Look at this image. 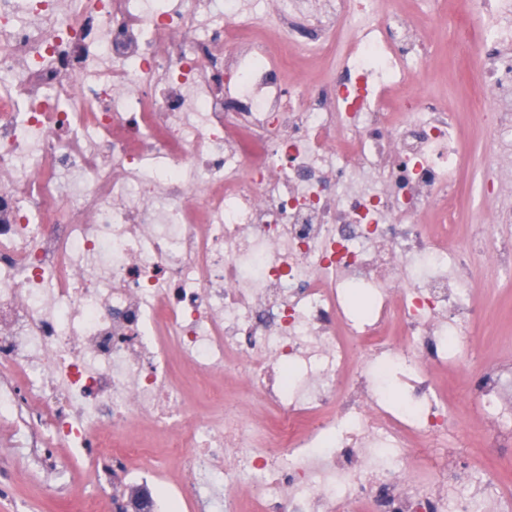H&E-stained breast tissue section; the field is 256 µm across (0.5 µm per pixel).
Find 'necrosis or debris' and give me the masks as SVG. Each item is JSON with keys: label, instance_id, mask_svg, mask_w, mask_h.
I'll return each instance as SVG.
<instances>
[{"label": "necrosis or debris", "instance_id": "necrosis-or-debris-1", "mask_svg": "<svg viewBox=\"0 0 512 512\" xmlns=\"http://www.w3.org/2000/svg\"><path fill=\"white\" fill-rule=\"evenodd\" d=\"M419 2L274 0L269 28L252 0H0V419L45 467L98 449L129 512H512L465 459L400 464L446 445L432 370L481 316L474 267L512 274L492 225L455 239V114L404 92L439 25ZM464 14L483 90H512V0ZM479 120L475 191L511 224L512 110ZM179 367L218 405L234 378L236 409L194 411ZM472 399L501 456L512 378L487 368ZM144 428L177 476L145 465Z\"/></svg>", "mask_w": 512, "mask_h": 512}]
</instances>
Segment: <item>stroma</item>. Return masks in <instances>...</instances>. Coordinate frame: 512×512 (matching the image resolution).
<instances>
[{"label": "stroma", "instance_id": "stroma-1", "mask_svg": "<svg viewBox=\"0 0 512 512\" xmlns=\"http://www.w3.org/2000/svg\"><path fill=\"white\" fill-rule=\"evenodd\" d=\"M461 10L460 0H453L437 33L439 47L428 65L427 80L430 91L444 93L449 109L459 115L464 141L461 178L468 184L491 155L477 118L485 100L476 88L475 62L454 42ZM455 224L461 240L467 237L470 225L491 224L497 239L512 241V224H496L493 211L467 193L460 201ZM473 289L485 315L472 327V346L465 361L450 367L440 382L460 431L470 430L480 420L469 388L482 370L491 365L512 369V277L503 276L494 265H484L473 277ZM92 490L93 472L88 463H70L67 484H57L38 469L30 449L13 447L8 430H0V512H69L72 500H92Z\"/></svg>", "mask_w": 512, "mask_h": 512}]
</instances>
